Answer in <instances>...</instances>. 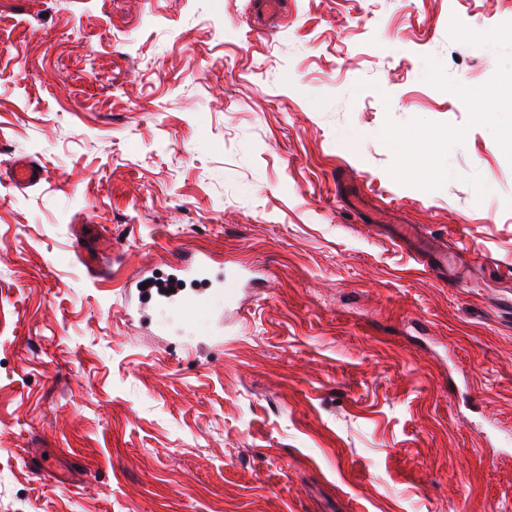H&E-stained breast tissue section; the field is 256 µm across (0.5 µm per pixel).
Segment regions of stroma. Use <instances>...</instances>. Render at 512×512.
<instances>
[{"mask_svg":"<svg viewBox=\"0 0 512 512\" xmlns=\"http://www.w3.org/2000/svg\"><path fill=\"white\" fill-rule=\"evenodd\" d=\"M261 22L0 0V512H512V0ZM354 185L474 252L464 277ZM79 234L112 241L96 274ZM176 252L231 288L160 313ZM44 176L42 168L27 158L14 161L10 171V177L18 187H26L37 184ZM419 262L424 266V271L436 279L448 278V251L443 242H428L423 246Z\"/></svg>","mask_w":512,"mask_h":512,"instance_id":"35a3bbf8","label":"stroma"}]
</instances>
